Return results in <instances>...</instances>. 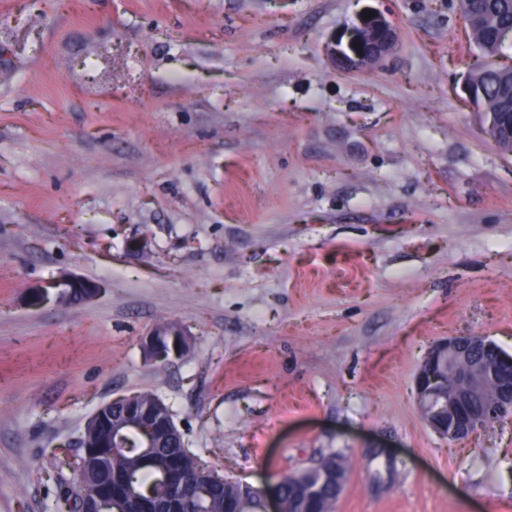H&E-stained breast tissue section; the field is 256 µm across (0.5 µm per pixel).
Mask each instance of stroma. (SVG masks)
Listing matches in <instances>:
<instances>
[{
  "instance_id": "35a3bbf8",
  "label": "stroma",
  "mask_w": 512,
  "mask_h": 512,
  "mask_svg": "<svg viewBox=\"0 0 512 512\" xmlns=\"http://www.w3.org/2000/svg\"><path fill=\"white\" fill-rule=\"evenodd\" d=\"M367 10L398 39L356 71L327 46ZM477 62L458 0H0V512H46L56 448L144 390L257 488L336 453V512H512V419L451 441L414 399L437 340L512 354ZM70 277L99 293L34 302ZM168 327L169 344L167 349L157 340L156 332H152L143 341V350L150 359L159 360L165 353H168V351L172 353V357H178L185 350L184 345L186 338L180 327L176 324H168Z\"/></svg>"
}]
</instances>
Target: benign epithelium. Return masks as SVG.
I'll use <instances>...</instances> for the list:
<instances>
[{
  "instance_id": "7a95c632",
  "label": "benign epithelium",
  "mask_w": 512,
  "mask_h": 512,
  "mask_svg": "<svg viewBox=\"0 0 512 512\" xmlns=\"http://www.w3.org/2000/svg\"><path fill=\"white\" fill-rule=\"evenodd\" d=\"M396 40L392 24L382 18H370L357 29L347 44L333 43L329 52L347 66L367 69L382 60ZM150 359L158 360L167 352L178 357L185 350V335L179 326L169 325V344L163 347L151 333L143 341ZM417 407L423 422L435 433L459 440L479 427L498 423L512 415V355L504 353L484 336H451L434 343L425 353L414 375ZM123 412L102 420L96 426L95 447L110 448L125 442L126 432L135 430L144 436L143 453L163 447L174 435V424L157 402L144 403L138 395L121 397ZM158 473L157 497L165 498L184 484L188 471L186 449L170 448L163 461L155 464ZM289 479L309 486L306 505L300 512H324L318 504L314 467L303 468ZM234 482L217 475L199 463L193 487L205 491ZM262 503L260 512H286L280 489L274 500L265 492L253 489ZM157 501L141 499L135 493L128 474L112 471V488L97 499L95 512H159ZM224 512H251L250 497L224 494Z\"/></svg>"
}]
</instances>
